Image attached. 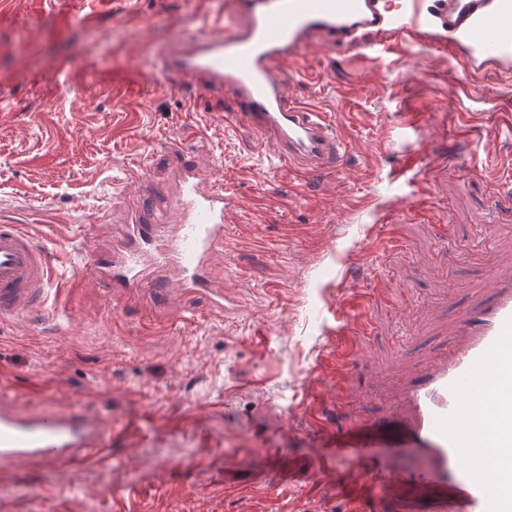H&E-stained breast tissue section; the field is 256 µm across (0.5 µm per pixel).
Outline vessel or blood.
<instances>
[{
    "label": "vessel or blood",
    "mask_w": 512,
    "mask_h": 512,
    "mask_svg": "<svg viewBox=\"0 0 512 512\" xmlns=\"http://www.w3.org/2000/svg\"><path fill=\"white\" fill-rule=\"evenodd\" d=\"M207 31L165 52L164 71L181 89L232 103L225 120L253 130L281 163L310 175L342 160V143L325 113L292 102L279 72L301 59L313 37L327 47L428 40L453 51L471 74L512 70V0H225ZM128 240L97 257L104 285L138 292L144 282H174L209 295L222 313L234 305L210 278V258L224 245L226 215L238 202L222 180L193 166L164 208L132 200ZM56 267L21 224H0V322L47 311ZM491 297L458 321L462 343L406 384L392 413L391 435L339 444L337 458L354 463L352 483L336 487L348 512H365L361 488L410 486L391 512H512V279L491 277ZM341 328L368 327L366 310L350 297L337 313ZM111 440L81 409L58 413L18 408L0 391V462H65L105 458ZM382 448H407L417 469L375 466Z\"/></svg>",
    "instance_id": "1"
}]
</instances>
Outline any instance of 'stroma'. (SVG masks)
<instances>
[{"instance_id": "obj_1", "label": "stroma", "mask_w": 512, "mask_h": 512, "mask_svg": "<svg viewBox=\"0 0 512 512\" xmlns=\"http://www.w3.org/2000/svg\"><path fill=\"white\" fill-rule=\"evenodd\" d=\"M224 0H0V221L63 259L53 311L0 325V387L19 406L81 407L109 457L0 464V512H341L337 427L384 423L459 318L512 277V74L473 82L420 41L284 66L347 152L297 175L160 71ZM417 154L416 168L403 167ZM215 169L239 208L215 314L174 284L134 297L88 273L126 237L132 196L163 206L178 164ZM371 330L336 362L349 294Z\"/></svg>"}]
</instances>
